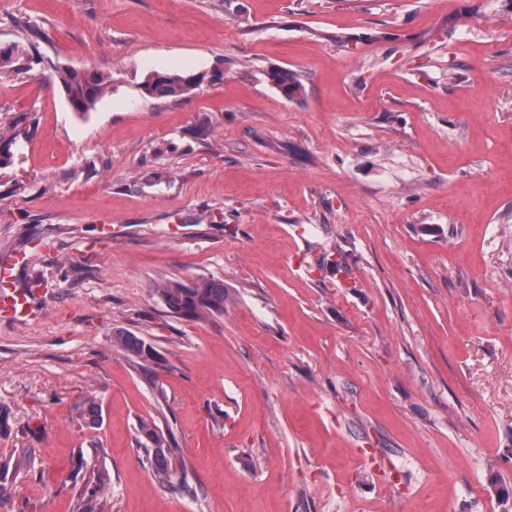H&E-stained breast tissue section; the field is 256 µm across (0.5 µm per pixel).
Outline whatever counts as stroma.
Listing matches in <instances>:
<instances>
[{"instance_id": "stroma-1", "label": "stroma", "mask_w": 512, "mask_h": 512, "mask_svg": "<svg viewBox=\"0 0 512 512\" xmlns=\"http://www.w3.org/2000/svg\"><path fill=\"white\" fill-rule=\"evenodd\" d=\"M0 44V512H512V0H0ZM56 79L74 112H88L112 88V75L59 67ZM269 79L288 98H294L303 91L302 84L291 73L286 74L283 71L274 69L269 72ZM195 73H155L143 82L145 92L156 98H176L190 93L202 82ZM12 267L0 264V313L13 316L16 322H22L27 315V297L13 286ZM153 290L171 312L190 319L224 310L223 282L200 279L187 285L177 279H166L159 281ZM114 340L145 364H152L157 360L155 349L137 336L119 331L114 334ZM140 436L144 439L142 444L147 456L163 482L172 483L173 473L170 472L171 449L165 433L159 429L154 421H142L139 425ZM108 482L102 473H97L96 477L89 481L84 490V495L87 497L84 508L81 512H103L101 509L103 505H100L102 499H104ZM100 505L99 510H93L95 507L92 504ZM90 505V507H88Z\"/></svg>"}]
</instances>
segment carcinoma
<instances>
[{
  "label": "carcinoma",
  "instance_id": "cac0c4a2",
  "mask_svg": "<svg viewBox=\"0 0 512 512\" xmlns=\"http://www.w3.org/2000/svg\"><path fill=\"white\" fill-rule=\"evenodd\" d=\"M56 79L70 107L80 113L91 110L112 88V75L98 71H78L70 67H59ZM269 79L288 98H294L303 91L302 84L291 73L286 74L274 69L269 72ZM200 84L201 81L194 78L192 73H155L146 78L143 88L152 97L176 98L190 93ZM154 292L171 312L183 317L198 319L212 313L224 312L226 295L224 283L219 281L200 279L187 285L177 279H166L156 284ZM114 340L145 364H152L157 360L155 349L137 336L119 331L114 334ZM139 433L159 479L167 483L172 482L171 448L165 433L153 421L141 422ZM107 486L108 482L101 473L89 481L84 490L86 501L82 512H102L100 509L93 510L91 504H98L104 499Z\"/></svg>",
  "mask_w": 512,
  "mask_h": 512
}]
</instances>
